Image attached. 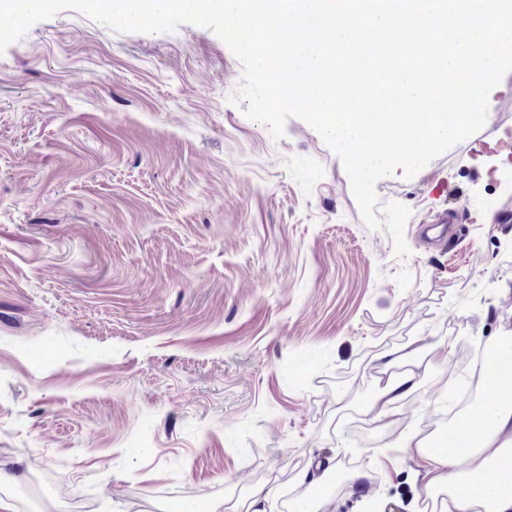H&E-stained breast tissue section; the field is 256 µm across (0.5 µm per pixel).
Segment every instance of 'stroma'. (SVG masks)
<instances>
[{
	"instance_id": "35a3bbf8",
	"label": "stroma",
	"mask_w": 512,
	"mask_h": 512,
	"mask_svg": "<svg viewBox=\"0 0 512 512\" xmlns=\"http://www.w3.org/2000/svg\"><path fill=\"white\" fill-rule=\"evenodd\" d=\"M212 31L116 33L75 10L0 54V486L15 512H422L432 449L479 344L512 333V76L473 136L362 220L305 121L282 138L229 97ZM424 377L369 407L376 365Z\"/></svg>"
}]
</instances>
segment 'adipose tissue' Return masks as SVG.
I'll use <instances>...</instances> for the list:
<instances>
[{"instance_id":"1","label":"adipose tissue","mask_w":512,"mask_h":512,"mask_svg":"<svg viewBox=\"0 0 512 512\" xmlns=\"http://www.w3.org/2000/svg\"><path fill=\"white\" fill-rule=\"evenodd\" d=\"M403 357L387 353L378 365L386 381L376 403L390 410L415 390L421 375L403 367ZM494 407L488 416L472 422L462 418L469 436L466 455L455 449L430 450L425 441L408 438L404 448L423 460L424 488L429 498L439 501L441 512H512V377L498 386Z\"/></svg>"}]
</instances>
